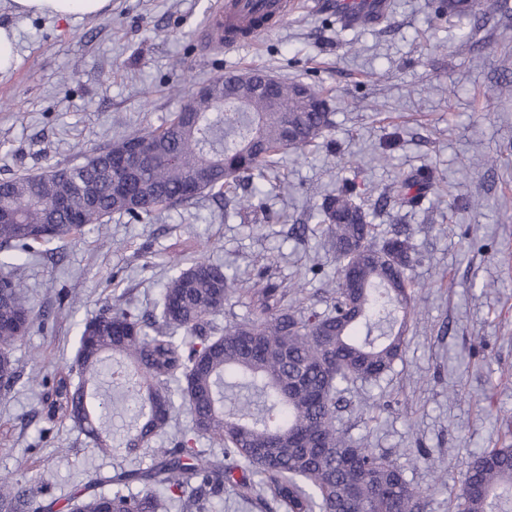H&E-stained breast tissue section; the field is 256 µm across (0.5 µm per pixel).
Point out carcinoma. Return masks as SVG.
Wrapping results in <instances>:
<instances>
[{
  "label": "carcinoma",
  "mask_w": 512,
  "mask_h": 512,
  "mask_svg": "<svg viewBox=\"0 0 512 512\" xmlns=\"http://www.w3.org/2000/svg\"><path fill=\"white\" fill-rule=\"evenodd\" d=\"M473 0H442L434 10L470 14ZM210 97L192 95L157 128L144 129L95 152L85 164L0 180V265L22 266L36 247L76 238L115 213L138 217L161 207L187 206L201 195L263 180L274 156L303 153L332 125L326 99L302 82L256 91L237 73L209 82ZM276 98L277 109L268 97ZM136 140L154 156L122 174L112 191L110 155ZM438 183L435 171L398 177L385 206L416 207ZM355 183L324 195L318 205L324 243L336 254L329 309L288 302L277 288H245L223 266L197 259L166 281L159 313L149 321L114 304L79 325L68 372L52 383L44 410L60 416L112 451L109 403L85 379L99 375L106 355L112 385L130 413L119 447L149 455L145 468L112 475L111 494L93 490L89 476L72 512H209L210 498L229 488L265 512H426L424 492L403 466L336 426L340 384L376 381L402 353L408 317L418 297L406 271L414 262L405 230L377 240ZM354 263V277L343 269ZM250 299L248 316L221 324L226 307ZM41 317L19 280L0 288V389L16 382L11 350ZM81 381L73 383L71 372ZM189 432L169 434L179 416ZM205 439L208 448L197 447ZM260 479L234 478L236 469ZM142 485L136 493L125 489ZM458 512H512V443L477 453L460 479ZM0 512H54L19 480L0 476Z\"/></svg>",
  "instance_id": "carcinoma-1"
}]
</instances>
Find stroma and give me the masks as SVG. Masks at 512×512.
Wrapping results in <instances>:
<instances>
[{
	"mask_svg": "<svg viewBox=\"0 0 512 512\" xmlns=\"http://www.w3.org/2000/svg\"><path fill=\"white\" fill-rule=\"evenodd\" d=\"M216 2L111 0L106 15L60 19L0 0V25L16 33V62L0 73V179L83 164L228 71L322 88L333 121L318 149L279 157L280 183L115 215L28 260L21 276L46 318L12 353L20 378L0 396V475L63 503L87 474L129 465L122 449L102 454L70 421L48 419L30 379L69 366L79 323L108 305L151 312L176 263L203 257L244 280L298 285L324 309L337 262L316 206L349 178L378 230L409 225L420 308L391 370L349 385L340 424L394 458L423 449L404 462L406 479L425 492L427 512H456L474 454L512 435V96L498 94L512 83V0L437 22L429 0H387L386 18L353 26L337 22L336 0H301L279 27L231 50L198 41ZM420 168L440 184L418 207L375 208ZM242 196L263 201L255 219L239 215ZM294 224L307 225L305 238L290 235Z\"/></svg>",
	"mask_w": 512,
	"mask_h": 512,
	"instance_id": "1",
	"label": "stroma"
}]
</instances>
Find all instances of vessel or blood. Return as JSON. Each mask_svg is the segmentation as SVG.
Instances as JSON below:
<instances>
[{
  "mask_svg": "<svg viewBox=\"0 0 512 512\" xmlns=\"http://www.w3.org/2000/svg\"><path fill=\"white\" fill-rule=\"evenodd\" d=\"M384 6V0H336L337 11L350 20L364 12L381 15ZM289 10V0H225L217 8L210 30L223 35L225 47H243L251 44L259 33L251 23L253 12L267 13L273 22L279 23L287 18Z\"/></svg>",
  "mask_w": 512,
  "mask_h": 512,
  "instance_id": "obj_1",
  "label": "vessel or blood"
}]
</instances>
